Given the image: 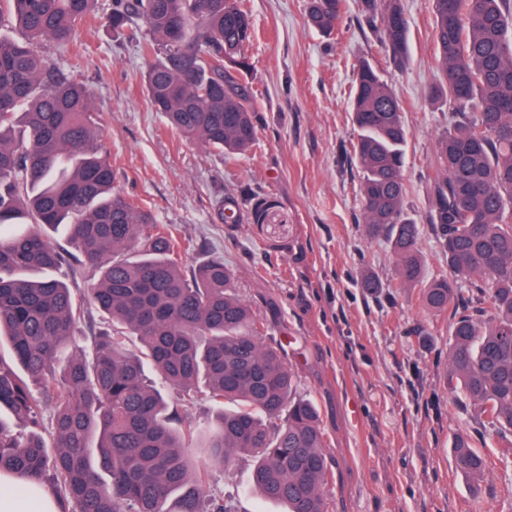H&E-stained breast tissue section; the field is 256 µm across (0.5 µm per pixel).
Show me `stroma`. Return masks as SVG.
Here are the masks:
<instances>
[{"label":"stroma","instance_id":"stroma-1","mask_svg":"<svg viewBox=\"0 0 512 512\" xmlns=\"http://www.w3.org/2000/svg\"><path fill=\"white\" fill-rule=\"evenodd\" d=\"M402 2L410 61L397 69L363 0H344L329 36L307 26L306 0H243L255 29L245 79L259 124L255 145L235 158L167 128L148 102L143 59L112 33L106 11L78 26L67 52L49 43L42 52L86 85L117 189L191 242L187 266L224 259L238 293L281 341L296 395L314 402L327 434L331 512H512V449L488 434L473 403L448 390L450 314L418 306L417 289L393 287L390 243L368 237L360 222L350 91L354 65L367 61L404 108V207L418 224L424 276L447 271L428 222V166L449 119L431 98L439 75L433 7ZM244 187L268 200L262 223L240 200ZM229 198L241 223L218 218ZM368 272L381 283L373 293L362 286ZM459 433L487 460L482 476L456 471ZM252 467L247 456L228 473L212 466L213 492L235 497L241 512H281L252 493Z\"/></svg>","mask_w":512,"mask_h":512}]
</instances>
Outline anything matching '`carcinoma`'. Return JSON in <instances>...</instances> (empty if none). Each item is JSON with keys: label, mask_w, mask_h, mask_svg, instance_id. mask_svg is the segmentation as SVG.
Listing matches in <instances>:
<instances>
[{"label": "carcinoma", "mask_w": 512, "mask_h": 512, "mask_svg": "<svg viewBox=\"0 0 512 512\" xmlns=\"http://www.w3.org/2000/svg\"><path fill=\"white\" fill-rule=\"evenodd\" d=\"M99 0H0L22 39L0 42V472L46 486L62 512H239L209 493L210 465L255 461L252 488L286 512H329L325 433L313 402L293 397L280 344L232 287L224 261L187 268L191 244L114 190L115 170L91 122V100L71 70L40 48L63 50ZM390 60H409L402 0H363ZM448 132L430 163V223L448 272L425 283L417 224L404 210L407 129L403 109L368 62L353 70L351 159L362 173V223L391 244L396 287L420 288L439 315L453 313L448 389L512 433V0H432ZM309 27L332 33L339 0H307ZM112 31L138 44L147 99L181 136L245 154L257 107L244 76L253 35L242 0H111ZM64 226L77 251L46 230ZM90 265V294L108 328L91 352L69 351L83 300L59 279L28 272ZM138 340V349L128 339ZM218 407L208 426L183 421L163 386ZM40 396H35L32 387ZM54 411L53 448L37 434ZM455 465L482 474L487 462L459 435Z\"/></svg>", "instance_id": "obj_1"}]
</instances>
